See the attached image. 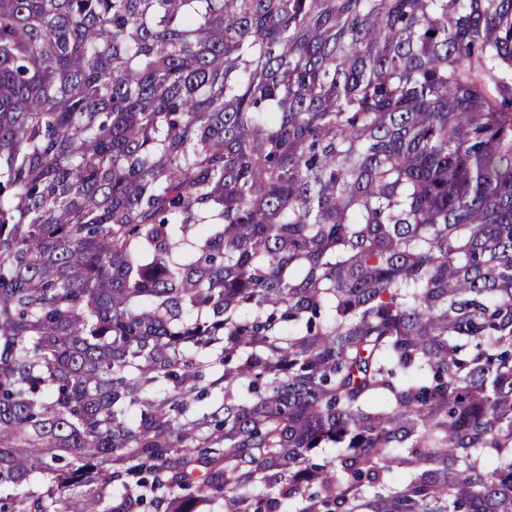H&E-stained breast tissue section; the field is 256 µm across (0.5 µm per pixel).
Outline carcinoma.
<instances>
[{"mask_svg": "<svg viewBox=\"0 0 512 512\" xmlns=\"http://www.w3.org/2000/svg\"><path fill=\"white\" fill-rule=\"evenodd\" d=\"M0 512H512V0H0Z\"/></svg>", "mask_w": 512, "mask_h": 512, "instance_id": "1", "label": "carcinoma"}]
</instances>
